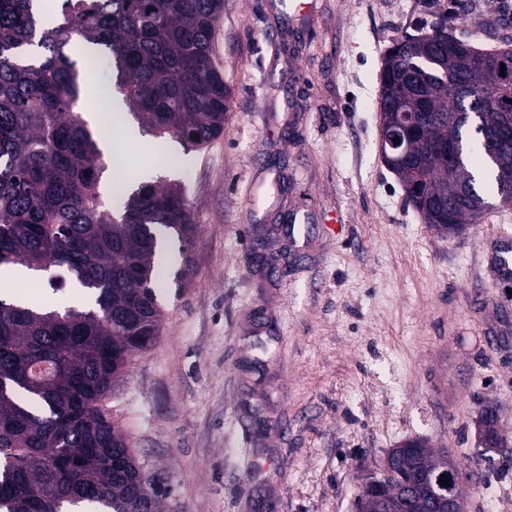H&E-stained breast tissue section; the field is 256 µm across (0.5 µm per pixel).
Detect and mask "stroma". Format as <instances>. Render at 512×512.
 Returning <instances> with one entry per match:
<instances>
[{
  "mask_svg": "<svg viewBox=\"0 0 512 512\" xmlns=\"http://www.w3.org/2000/svg\"><path fill=\"white\" fill-rule=\"evenodd\" d=\"M468 11L472 44L512 38V0ZM435 20L424 0H224L222 134L131 147L121 180L157 167L198 226L183 288L166 236L159 338L103 402L162 512H354L363 470L415 438L449 450L467 512H512V291L488 263L512 207L438 232L379 151L381 59Z\"/></svg>",
  "mask_w": 512,
  "mask_h": 512,
  "instance_id": "obj_1",
  "label": "stroma"
}]
</instances>
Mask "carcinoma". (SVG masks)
<instances>
[{
	"label": "carcinoma",
	"mask_w": 512,
	"mask_h": 512,
	"mask_svg": "<svg viewBox=\"0 0 512 512\" xmlns=\"http://www.w3.org/2000/svg\"><path fill=\"white\" fill-rule=\"evenodd\" d=\"M0 0V266L62 268L93 308L0 300V512H140L146 494L128 436L101 408L131 355L152 347L158 229L182 243L192 270L196 224L179 183L125 182L104 206L107 162L82 118L79 37L101 49L142 131L202 149L224 129L230 93L214 68L224 0ZM464 15L448 0L429 34L404 36L383 56L379 134L402 114L419 129L412 161L383 160L406 203L439 232L457 233L493 206L512 205V48L478 49L453 34ZM505 73H500V70ZM390 485L366 476L362 493L397 512H425L405 486L438 453L409 439Z\"/></svg>",
	"instance_id": "1"
}]
</instances>
